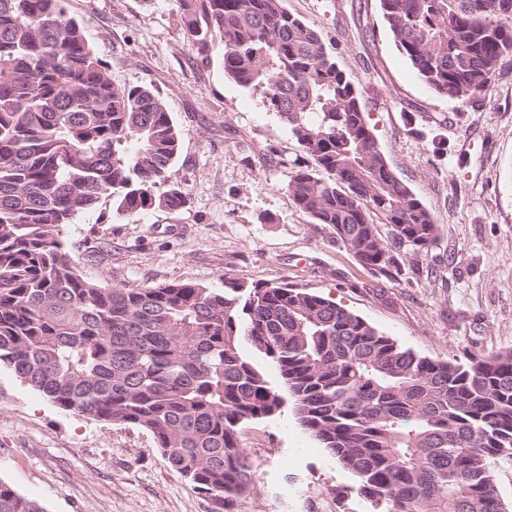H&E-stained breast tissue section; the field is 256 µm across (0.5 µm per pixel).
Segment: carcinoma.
I'll return each mask as SVG.
<instances>
[{"mask_svg": "<svg viewBox=\"0 0 512 512\" xmlns=\"http://www.w3.org/2000/svg\"><path fill=\"white\" fill-rule=\"evenodd\" d=\"M379 2L445 99L483 95L512 54V0ZM179 3L200 60L220 37L224 73L260 92L311 158L287 184L299 211L379 274L435 244L433 216L315 28L283 0ZM182 137L153 91L114 86L64 0H0V372L63 411L149 431L211 512H240L253 461L239 430L285 404L244 340L371 512H507L491 463L512 455L511 349L433 361L300 288H110L79 274L64 230L101 199L128 215L185 205L180 187L160 190ZM0 512L45 509L0 480Z\"/></svg>", "mask_w": 512, "mask_h": 512, "instance_id": "carcinoma-1", "label": "carcinoma"}]
</instances>
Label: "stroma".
Wrapping results in <instances>:
<instances>
[{
  "label": "stroma",
  "mask_w": 512,
  "mask_h": 512,
  "mask_svg": "<svg viewBox=\"0 0 512 512\" xmlns=\"http://www.w3.org/2000/svg\"><path fill=\"white\" fill-rule=\"evenodd\" d=\"M284 5L358 89L390 168L431 212L437 243L394 277L363 268L295 207L287 183L301 150L259 93L225 75L221 39L200 62L178 0H66L114 85L149 87L183 133L168 181L185 206L128 216L102 199L64 232L81 275L108 286L288 285L433 360L512 349V56L480 100L451 101L397 50L378 0ZM240 443L254 461L241 512H369L292 405L244 425ZM0 481L47 512H210L150 432L62 411L5 372Z\"/></svg>",
  "instance_id": "stroma-1"
}]
</instances>
